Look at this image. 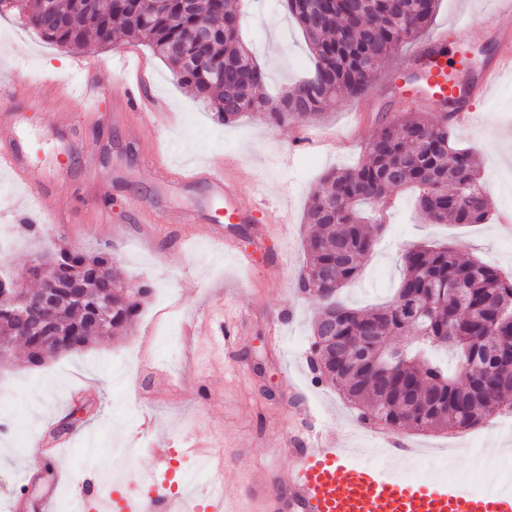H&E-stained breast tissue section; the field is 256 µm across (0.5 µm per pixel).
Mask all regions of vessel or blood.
<instances>
[{
    "label": "vessel or blood",
    "mask_w": 512,
    "mask_h": 512,
    "mask_svg": "<svg viewBox=\"0 0 512 512\" xmlns=\"http://www.w3.org/2000/svg\"><path fill=\"white\" fill-rule=\"evenodd\" d=\"M495 4L487 37L497 44L498 51L486 60L477 77L460 83L448 68L444 38L429 39L408 59L415 70L407 81L405 105L424 102L454 124L472 117L477 102L491 93L505 72L512 71V0H495ZM74 70L79 83H59L62 96L76 93L94 104L111 94V87L96 78L92 59L76 60ZM25 161V147L16 134H1L0 173L21 178ZM174 176L182 182L206 178L213 194L224 200L225 223H252L250 205L226 183L223 167L178 170ZM150 454L154 466L141 477L144 494L138 498H99L98 512H194L201 488L169 492L157 483L156 474L169 470L170 451L154 448ZM256 485L260 512H512L511 485L474 492L445 480L394 478L378 466L359 462L353 449L340 447L325 436L312 448L296 450L287 472L266 473Z\"/></svg>",
    "instance_id": "obj_1"
}]
</instances>
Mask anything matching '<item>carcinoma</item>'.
<instances>
[{
	"label": "carcinoma",
	"instance_id": "1",
	"mask_svg": "<svg viewBox=\"0 0 512 512\" xmlns=\"http://www.w3.org/2000/svg\"><path fill=\"white\" fill-rule=\"evenodd\" d=\"M181 23L157 19L145 29L134 12V0H16L27 24L59 45L81 49L87 38L101 45L122 35L163 59L182 84L191 87L214 111L231 123L262 112L273 126L305 121L333 100L365 92L372 72L430 25L439 0H284L314 60L311 73L298 85L272 97L268 74L242 42L239 29H224V17L237 16L230 0H173ZM200 19L214 29L201 47L183 42V27ZM201 53L219 68L236 64L252 71L247 96L228 100L224 82L196 68L184 55ZM416 194L421 214L435 224H482L492 200L474 153L459 147L448 118L434 122L420 112L387 124L365 143L358 162L326 174L312 194L307 223V259L297 287L318 304L311 328L309 367L313 380L335 386L365 425L410 427L418 431L466 430L512 406V280L493 265L463 259L449 246L413 245L397 258L402 276L392 301L355 308L340 291L358 278L362 264L384 232V212L393 196ZM60 271L39 283L60 294L55 320L66 324L59 340L28 336L21 340L27 361L45 360L101 340L93 318L107 298L112 315L107 335H124L139 312L138 294L124 290L112 271L111 250L94 253L61 249ZM82 291L68 292L74 283ZM6 292L0 290V337L10 338ZM452 351L450 369L438 354ZM471 365L467 376L461 362Z\"/></svg>",
	"mask_w": 512,
	"mask_h": 512
}]
</instances>
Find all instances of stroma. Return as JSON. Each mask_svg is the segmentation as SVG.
Returning a JSON list of instances; mask_svg holds the SVG:
<instances>
[{
    "label": "stroma",
    "instance_id": "35a3bbf8",
    "mask_svg": "<svg viewBox=\"0 0 512 512\" xmlns=\"http://www.w3.org/2000/svg\"><path fill=\"white\" fill-rule=\"evenodd\" d=\"M245 45L279 89L309 68L305 40L281 0H241ZM490 0H439L431 38L467 19L474 39V68L493 47L485 36ZM145 65L143 95L168 112L157 124H133L112 99L89 112L79 96L59 98L50 74L73 79L78 49L45 40L23 15L0 16V82L42 87L39 108L17 111L16 133L32 145L25 183L0 174V273L22 281L39 250L94 251L111 245L112 262L130 288L149 285L129 335L105 338L42 366L15 356L0 365V512H67L70 492L84 488L111 467L125 483L148 469L153 444L179 448L198 441L226 451L223 482L239 496L250 480L290 461L289 443L310 447L330 435L372 460L374 440L358 428L357 412L307 367L316 299L299 292L297 273L306 259L311 228L304 213L311 193L328 171L354 165L380 126L400 121L405 108L383 80L400 63L392 56L371 78L367 91L327 105L307 122L268 124L258 113L235 123L217 121L193 90L179 84L167 64L130 43ZM458 146L480 158L481 175L495 211L484 224L451 226L418 217L414 199L398 196L382 241L343 299L365 307L391 298L400 281L398 251L417 244L452 246L512 275V232L501 229L512 212V75L479 105L474 123L455 128ZM173 167L225 164L240 193L261 208L259 221L243 224L234 241L252 253L247 266L225 250L224 202L207 182L160 179L154 163ZM66 202L71 221L37 216L36 192ZM196 208L183 224L179 212ZM236 306L238 334L211 359L204 331L209 313ZM286 322H279V315ZM306 395L302 410L288 407L287 379ZM72 429L53 431L63 420ZM389 436L420 448L427 462L418 474L432 479L430 457L450 474L474 475L481 485L512 484V418L496 417L460 433L392 428Z\"/></svg>",
    "mask_w": 512,
    "mask_h": 512
}]
</instances>
